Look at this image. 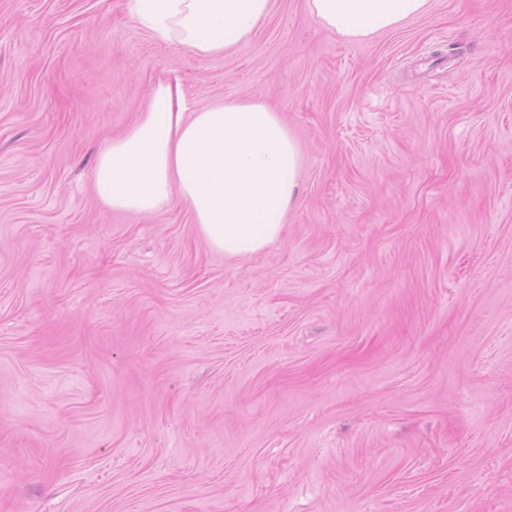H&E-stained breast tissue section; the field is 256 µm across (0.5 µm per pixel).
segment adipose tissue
Instances as JSON below:
<instances>
[{
	"label": "adipose tissue",
	"mask_w": 512,
	"mask_h": 512,
	"mask_svg": "<svg viewBox=\"0 0 512 512\" xmlns=\"http://www.w3.org/2000/svg\"><path fill=\"white\" fill-rule=\"evenodd\" d=\"M327 30L362 40L424 16L430 0H306ZM130 15L162 41L202 57L250 42L271 0H128ZM303 154L293 132L261 99L188 101L179 81L159 83L148 106L98 155L92 177L106 207L151 215L184 205L215 252L235 259L280 238L296 204Z\"/></svg>",
	"instance_id": "1"
}]
</instances>
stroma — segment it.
<instances>
[{
    "label": "stroma",
    "mask_w": 512,
    "mask_h": 512,
    "mask_svg": "<svg viewBox=\"0 0 512 512\" xmlns=\"http://www.w3.org/2000/svg\"><path fill=\"white\" fill-rule=\"evenodd\" d=\"M301 144L234 260L97 199L153 87ZM0 512H512V0L205 58L127 0H0Z\"/></svg>",
    "instance_id": "obj_1"
}]
</instances>
